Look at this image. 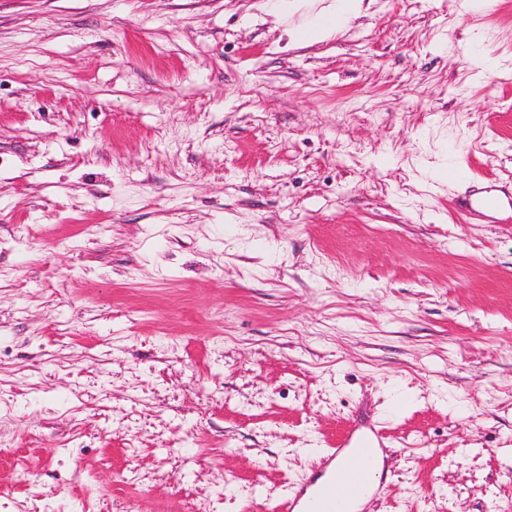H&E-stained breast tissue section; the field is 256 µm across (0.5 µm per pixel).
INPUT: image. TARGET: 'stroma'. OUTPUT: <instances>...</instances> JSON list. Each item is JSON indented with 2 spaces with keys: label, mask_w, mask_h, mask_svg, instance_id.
<instances>
[{
  "label": "stroma",
  "mask_w": 512,
  "mask_h": 512,
  "mask_svg": "<svg viewBox=\"0 0 512 512\" xmlns=\"http://www.w3.org/2000/svg\"><path fill=\"white\" fill-rule=\"evenodd\" d=\"M0 0V512H512V0ZM288 1V0H284ZM310 0H289L284 2L288 11L308 10ZM325 7L308 12L303 25L292 31L293 39L305 45H312L330 37L334 31L344 25L352 16L360 13L364 0H328ZM495 191L497 190L492 186L472 190L458 199V206L470 216L490 219L491 214L499 210L505 202ZM376 443L379 440L376 438H366L363 440L353 441L350 437L344 443H339L336 448H328L326 457L323 458L321 467L313 472L306 480V485L294 497L286 498L279 504V511L281 512H320L311 508H301L302 498L309 489H314L320 499L329 503L333 508L329 512H346L345 510H336V506H341V501L345 500V492L339 490L338 499L336 500L335 489L336 485H342L350 497H356L362 494L366 485L372 481L371 491L357 506L359 500L347 502L349 509L357 506L356 510L361 508L364 503L371 497L377 487V476L382 470V460L378 451V456L375 455L371 462V471L368 466L370 458L372 457ZM354 446H351V445ZM347 448H355V452L348 461L341 467L336 469L339 464L336 460L345 456ZM372 472V475H371ZM328 475L325 481L320 482L325 475Z\"/></svg>",
  "instance_id": "obj_1"
}]
</instances>
